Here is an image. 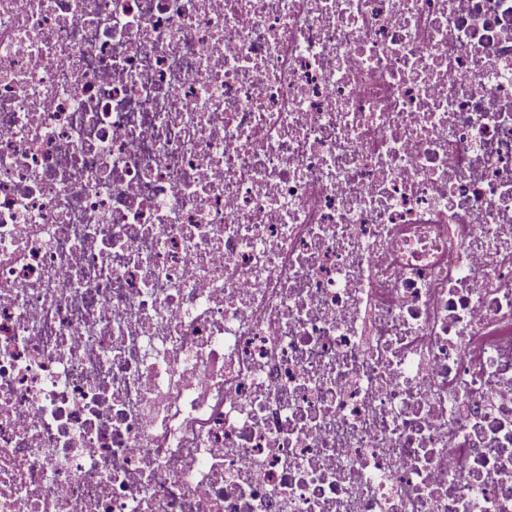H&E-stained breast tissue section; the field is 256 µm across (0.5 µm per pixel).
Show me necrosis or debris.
<instances>
[{"label":"necrosis or debris","mask_w":512,"mask_h":512,"mask_svg":"<svg viewBox=\"0 0 512 512\" xmlns=\"http://www.w3.org/2000/svg\"><path fill=\"white\" fill-rule=\"evenodd\" d=\"M0 512H512V0H0Z\"/></svg>","instance_id":"4bbe7bcc"}]
</instances>
